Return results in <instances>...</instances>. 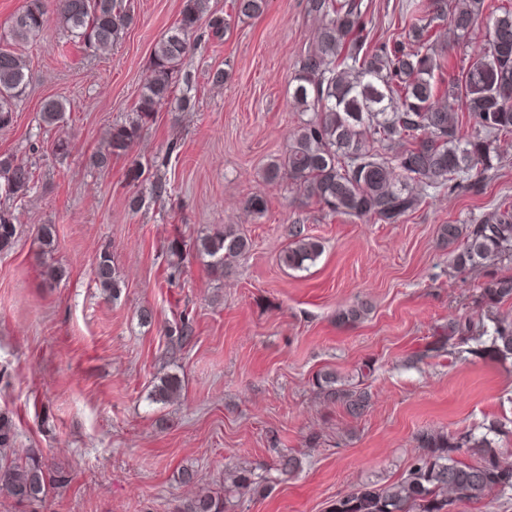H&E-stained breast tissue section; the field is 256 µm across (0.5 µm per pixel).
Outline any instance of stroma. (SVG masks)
I'll use <instances>...</instances> for the list:
<instances>
[{"label": "stroma", "instance_id": "obj_1", "mask_svg": "<svg viewBox=\"0 0 512 512\" xmlns=\"http://www.w3.org/2000/svg\"><path fill=\"white\" fill-rule=\"evenodd\" d=\"M125 3L132 22L109 52L75 45L52 7L36 35L9 45L30 83L0 127V155L31 165L37 183L10 203L21 233L0 255V413L14 423L17 452L40 450L69 481L41 502L0 495V512H177L196 491L223 492L235 468L251 469L254 483L225 494L224 512H330L359 484L399 481L426 431L488 435L512 464V357L445 342L451 326L512 319V300L481 297L491 278L512 275V259L461 271L439 243L441 225L512 208V135L479 191L437 193L395 224L327 213L262 178L300 122L290 80L319 26L307 0H268L253 18L237 16L234 0H210L230 27L220 40L191 36L192 108L178 110L184 85L175 83L132 151L95 167L112 124L133 117L154 47L183 7ZM217 68L220 86L209 81ZM51 99L68 107L57 127L41 121ZM136 161L144 174L134 183ZM158 179L170 192L154 198ZM255 194L263 213L246 207ZM137 195L145 202L134 210ZM39 224L56 227L52 254L34 238ZM294 224L323 249L304 270L281 261ZM227 225L252 247L218 277L193 244ZM104 251L120 280L114 299L94 279ZM50 265L59 280L47 279ZM360 302L359 320L338 321ZM143 308L151 322H141ZM185 319L192 333L182 342L174 329ZM325 371L367 388L364 416L323 395ZM169 375L182 382L180 398L154 400ZM288 455L299 471L279 470ZM187 468L195 485L181 481Z\"/></svg>", "mask_w": 512, "mask_h": 512}]
</instances>
